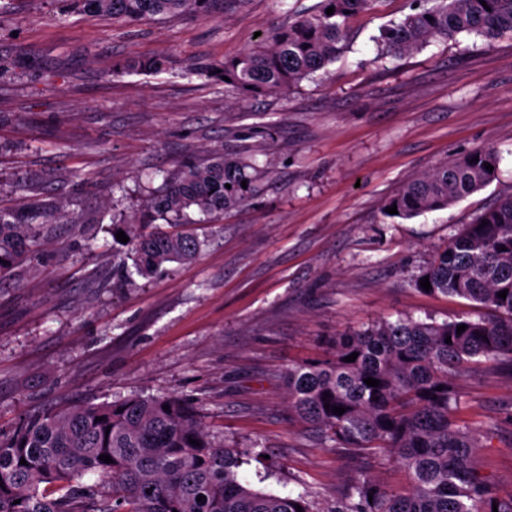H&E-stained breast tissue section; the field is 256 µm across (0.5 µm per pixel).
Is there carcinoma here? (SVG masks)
Masks as SVG:
<instances>
[{
	"instance_id": "carcinoma-1",
	"label": "carcinoma",
	"mask_w": 512,
	"mask_h": 512,
	"mask_svg": "<svg viewBox=\"0 0 512 512\" xmlns=\"http://www.w3.org/2000/svg\"><path fill=\"white\" fill-rule=\"evenodd\" d=\"M68 2L75 13L128 25L224 13V0ZM378 2L320 0L313 13L237 58L188 64L182 75L205 76L240 102L281 94L334 62L346 47L350 19ZM461 35L489 41L512 36V0H414L411 13L385 26L379 43L397 56ZM163 69V60L141 58L114 65L112 73ZM499 160L497 150L476 148L410 177L384 207L397 206L396 217L402 219L445 209L487 186ZM261 176L254 163L226 158L165 174L151 219L122 221L136 273L148 276L199 254L195 238L152 231L151 223L161 219L176 227L189 210L205 222L216 221L226 207L252 195ZM67 187L61 180L52 181L50 189L36 182L22 206H0V279L37 261L48 225L84 223ZM426 276L431 292L476 302L495 317L380 320L339 333L329 358L288 369V409L315 428L323 444L359 455L386 452L409 477V488L397 492L361 474L335 512H512V500L498 499L475 466L481 431L460 424L454 408V382L461 374L483 362L512 366V195L453 237L417 279ZM503 290L504 299L498 296ZM460 325L465 330L459 334ZM354 352L355 361H343ZM368 377L380 384L367 385ZM335 406L345 412L333 413ZM102 455L112 462L100 460ZM22 459L27 464H20ZM242 464L241 453L217 443L178 396L65 405L28 415L9 433L0 432V512H296L298 505L314 512L305 493L281 496L244 484ZM90 472L99 481L84 482Z\"/></svg>"
}]
</instances>
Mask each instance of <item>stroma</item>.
I'll use <instances>...</instances> for the list:
<instances>
[{
  "label": "stroma",
  "instance_id": "stroma-1",
  "mask_svg": "<svg viewBox=\"0 0 512 512\" xmlns=\"http://www.w3.org/2000/svg\"><path fill=\"white\" fill-rule=\"evenodd\" d=\"M318 0H229L223 16L129 26L70 12L66 0H0V203L15 186L83 173L84 212L146 216L162 171L218 154L271 164L221 223L195 224V260L128 279L130 246L106 225L55 224L35 271L0 280V430L62 404L132 395L189 402L239 473L277 495L309 493L334 512L354 476L402 489L387 455L321 443L288 410V368L328 357L346 329L410 317L478 318L488 308L421 292L415 278L449 239L512 194V38L431 41L382 57L381 28L411 0H380L349 22L336 62L281 96L232 105L186 63L238 57ZM129 57L157 74L113 75ZM480 147L496 178L448 209L409 220L383 203L410 176ZM460 419L486 426L477 452L495 496L512 499V367L457 380ZM165 69V62L161 59L154 58H141L137 60H131L124 64H116L113 66V74H123L128 71H136L143 74L157 73Z\"/></svg>",
  "mask_w": 512,
  "mask_h": 512
}]
</instances>
